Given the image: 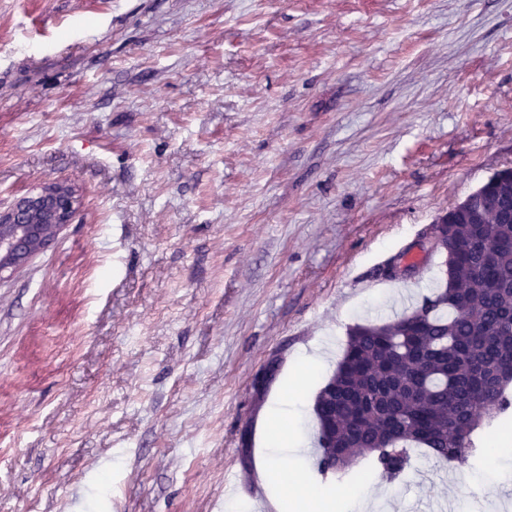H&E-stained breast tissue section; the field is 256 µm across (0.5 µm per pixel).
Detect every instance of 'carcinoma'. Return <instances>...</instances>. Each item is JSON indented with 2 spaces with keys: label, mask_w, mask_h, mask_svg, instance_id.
<instances>
[{
  "label": "carcinoma",
  "mask_w": 512,
  "mask_h": 512,
  "mask_svg": "<svg viewBox=\"0 0 512 512\" xmlns=\"http://www.w3.org/2000/svg\"><path fill=\"white\" fill-rule=\"evenodd\" d=\"M484 191L512 201V180L493 178ZM441 231L445 286L393 321L350 326L316 396V465L338 481L360 462L392 481L415 446L469 468L478 429L512 416V223L458 203Z\"/></svg>",
  "instance_id": "1"
}]
</instances>
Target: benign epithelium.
Returning <instances> with one entry per match:
<instances>
[{
    "mask_svg": "<svg viewBox=\"0 0 512 512\" xmlns=\"http://www.w3.org/2000/svg\"><path fill=\"white\" fill-rule=\"evenodd\" d=\"M81 204L78 188L68 181H55L32 190L0 210V279L13 274L43 251L75 217ZM410 250L425 258L448 256V245L435 227L422 230ZM417 268L403 258H391L385 273L410 278Z\"/></svg>",
    "mask_w": 512,
    "mask_h": 512,
    "instance_id": "benign-epithelium-1",
    "label": "benign epithelium"
}]
</instances>
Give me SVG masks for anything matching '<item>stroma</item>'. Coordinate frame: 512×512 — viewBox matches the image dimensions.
<instances>
[{"label":"stroma","mask_w":512,"mask_h":512,"mask_svg":"<svg viewBox=\"0 0 512 512\" xmlns=\"http://www.w3.org/2000/svg\"><path fill=\"white\" fill-rule=\"evenodd\" d=\"M510 166L512 0H0V209L81 194L0 280V512H254L274 409L358 512L314 399L349 326L442 282L385 262ZM443 468L375 480L382 507L512 512V451Z\"/></svg>","instance_id":"obj_1"}]
</instances>
